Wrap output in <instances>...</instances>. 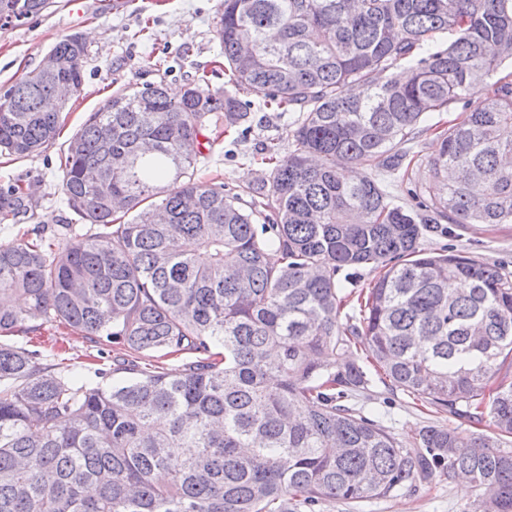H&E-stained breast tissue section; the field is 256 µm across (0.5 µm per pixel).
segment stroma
<instances>
[{
  "label": "stroma",
  "instance_id": "35a3bbf8",
  "mask_svg": "<svg viewBox=\"0 0 512 512\" xmlns=\"http://www.w3.org/2000/svg\"><path fill=\"white\" fill-rule=\"evenodd\" d=\"M218 0H83L73 9L70 0H52L49 8L26 24L0 30V94L24 81L60 39L73 33L86 36L88 54L83 61L80 91L66 103L65 121L58 137L39 152L13 159L0 155V188L20 185L30 192L34 207L26 216L0 221V241L21 239L23 233L43 227L53 235L76 217L62 194L59 175L70 138L89 112L102 106L117 89L164 82L179 92L199 75L212 87H223L224 56L216 37ZM249 103L246 122L227 129L207 122L204 135L212 143L200 180L241 192L263 173L257 159L266 142L277 143L280 156L292 149L294 113L264 105L261 97L241 93ZM423 246L430 253L454 250L512 271V224H465L453 235L426 233ZM11 344L39 350L41 361L68 359L93 376L100 362L94 347L80 335L56 322L36 321L33 331L18 333ZM362 415L375 419L406 446H413L416 431L426 425H444L470 432L457 416L435 414L415 406L402 391L372 379L353 401ZM480 493L460 480L442 476L401 488L389 497H367L355 502L326 501L318 512H477Z\"/></svg>",
  "mask_w": 512,
  "mask_h": 512
}]
</instances>
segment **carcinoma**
I'll return each instance as SVG.
<instances>
[{
    "instance_id": "cac0c4a2",
    "label": "carcinoma",
    "mask_w": 512,
    "mask_h": 512,
    "mask_svg": "<svg viewBox=\"0 0 512 512\" xmlns=\"http://www.w3.org/2000/svg\"><path fill=\"white\" fill-rule=\"evenodd\" d=\"M48 5L22 0L0 30ZM218 14L235 92L202 75L178 99L161 83L116 93L61 167L82 232L0 242V338L55 320L125 351L94 371L103 384L0 343V512H316L438 474L512 512V274L422 247L432 224H512V0H220ZM51 52L61 69L0 97V153L59 135L62 112L41 103L80 90L87 48L72 34ZM241 90L298 113L293 150L264 147L245 204L195 179L205 120L247 119ZM427 132L440 151L423 164L402 145ZM349 165L362 173L345 180ZM373 169L413 178L424 208ZM31 207L0 189L3 217ZM364 267L373 286L344 293L338 272ZM361 346L392 386L496 436L427 426L404 447L344 405L369 383ZM154 353L188 360L141 362Z\"/></svg>"
}]
</instances>
